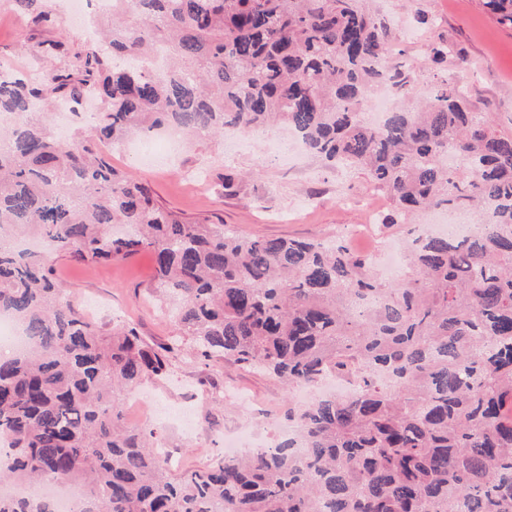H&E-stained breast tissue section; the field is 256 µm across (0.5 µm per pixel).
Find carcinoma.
<instances>
[{
  "label": "carcinoma",
  "mask_w": 512,
  "mask_h": 512,
  "mask_svg": "<svg viewBox=\"0 0 512 512\" xmlns=\"http://www.w3.org/2000/svg\"><path fill=\"white\" fill-rule=\"evenodd\" d=\"M38 29L46 0H12ZM512 28V0H482ZM104 45L38 80L0 70V311L28 343L0 356L1 482L85 487L78 512H512V134L448 78L412 98L387 20L363 0H112ZM399 101L382 128L373 94ZM100 101L59 139L35 114ZM291 126L331 163L363 169L394 205L472 214L461 240L426 232L384 284L341 242L247 237L188 222L103 150L177 128ZM458 157L450 168L442 157ZM152 253L173 303L166 343L104 331L66 295L53 258ZM190 340L204 361L259 368L289 389L352 381L288 407L294 434L173 474L127 424L120 394L164 378ZM0 512H52L0 494Z\"/></svg>",
  "instance_id": "obj_1"
}]
</instances>
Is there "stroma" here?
<instances>
[{
    "mask_svg": "<svg viewBox=\"0 0 512 512\" xmlns=\"http://www.w3.org/2000/svg\"><path fill=\"white\" fill-rule=\"evenodd\" d=\"M371 5L389 22L390 60L411 71L416 102L429 99L437 81L449 77L464 86L473 111L491 113L500 130L512 133V29L498 24L481 0H372ZM420 12L428 24L417 23ZM98 15V0H85L82 14L59 13L56 27L37 31L9 0H0V68L32 74L49 62L69 67L74 53L92 46ZM45 40L64 41L68 55L46 60L39 52ZM440 41L451 52L445 61L430 63L429 47ZM289 133L285 126L228 131L176 145L160 136H141L111 147L110 157L118 170L146 181L158 204L187 220L212 216L225 228L259 237L340 240L362 256L404 244L407 225L366 223L365 196L373 187L363 171L329 167L297 143L288 156L271 155L270 140ZM228 176L234 181L229 192L223 189ZM54 268L69 299L97 326L108 329L123 320L157 342L175 335L169 308L153 291L149 251L94 264L58 256ZM213 380L229 392L220 409L201 396ZM142 389L161 406L194 419L190 429L173 418L145 419L133 392L124 395L127 422L154 431L174 473L223 456L228 434L273 446L288 433L285 414L296 399L262 372L228 360L213 370L188 353L163 381L145 382Z\"/></svg>",
    "mask_w": 512,
    "mask_h": 512,
    "instance_id": "stroma-1",
    "label": "stroma"
}]
</instances>
